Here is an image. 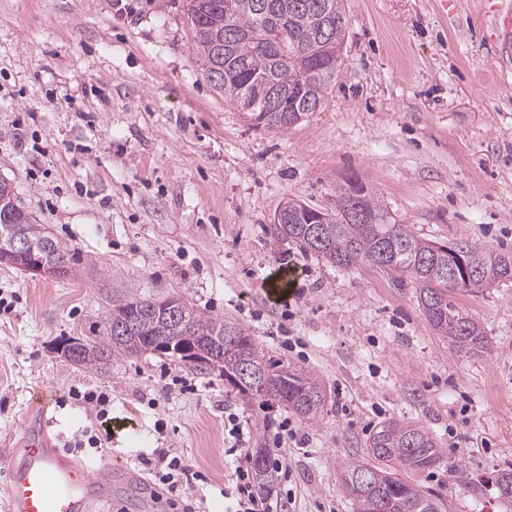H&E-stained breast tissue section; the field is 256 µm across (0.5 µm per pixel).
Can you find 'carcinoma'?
<instances>
[{
	"label": "carcinoma",
	"mask_w": 512,
	"mask_h": 512,
	"mask_svg": "<svg viewBox=\"0 0 512 512\" xmlns=\"http://www.w3.org/2000/svg\"><path fill=\"white\" fill-rule=\"evenodd\" d=\"M184 17L202 76L224 100L263 118L265 131H285L316 111L343 63L346 20L341 0H185ZM336 198L355 208L360 218H350L343 208L328 214L323 240L316 245L308 224L314 207L307 204L289 210L286 223L275 225L277 237L333 265L376 268L398 288L413 285L430 323L459 350L487 346L480 325L448 296L455 255L435 249L434 242L416 237L404 224L390 223L386 209L362 185L349 182ZM11 234L36 244L46 237L45 228L5 185L0 189V238ZM456 248L475 265L466 291L478 293L512 279V253L470 243ZM171 303L178 311L176 319L167 313ZM174 336L206 352L207 360L186 364L196 374L216 370L239 393L253 398L243 372L261 369L271 399L307 419L323 408V390L313 376L264 359L240 327L197 311L179 296L112 295L105 332L83 344L72 363L97 368L114 356L152 353L153 343ZM366 451V459L349 462L340 476L356 512H448L440 494L402 478L404 472L438 467L442 448L427 430L388 420L371 434ZM252 463L258 487L270 492L274 475L269 449H255ZM497 488L498 498L511 504V469L500 473Z\"/></svg>",
	"instance_id": "cac0c4a2"
}]
</instances>
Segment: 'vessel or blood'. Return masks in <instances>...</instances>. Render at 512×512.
I'll return each mask as SVG.
<instances>
[{"instance_id": "obj_1", "label": "vessel or blood", "mask_w": 512, "mask_h": 512, "mask_svg": "<svg viewBox=\"0 0 512 512\" xmlns=\"http://www.w3.org/2000/svg\"><path fill=\"white\" fill-rule=\"evenodd\" d=\"M56 400L55 391L42 389L29 401L27 421L0 487L6 512H94L97 504L112 499L111 472L93 474L45 434V416Z\"/></svg>"}]
</instances>
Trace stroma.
I'll return each instance as SVG.
<instances>
[{
	"label": "stroma",
	"instance_id": "1",
	"mask_svg": "<svg viewBox=\"0 0 512 512\" xmlns=\"http://www.w3.org/2000/svg\"><path fill=\"white\" fill-rule=\"evenodd\" d=\"M0 0V178L67 246L63 279L0 266V449L35 389L58 392L51 434L96 474L129 466L107 512H171L149 466L160 450L198 478L197 512H234L241 455L278 448L287 474L266 502L355 512L341 468L388 420L420 425L444 456L411 482L452 512H512V279L452 299L488 341L458 350L413 286L343 269L272 233L283 203L333 209L341 185L374 193L424 240L512 251V33L495 0H343L344 63L320 107L284 132L254 129L201 76L183 0ZM292 271L281 299L271 273ZM177 294L251 336L261 355L313 375L325 403L305 419L260 407L219 372L153 353L88 370L54 350L95 339L113 293ZM104 394L112 439L76 391Z\"/></svg>",
	"mask_w": 512,
	"mask_h": 512
}]
</instances>
